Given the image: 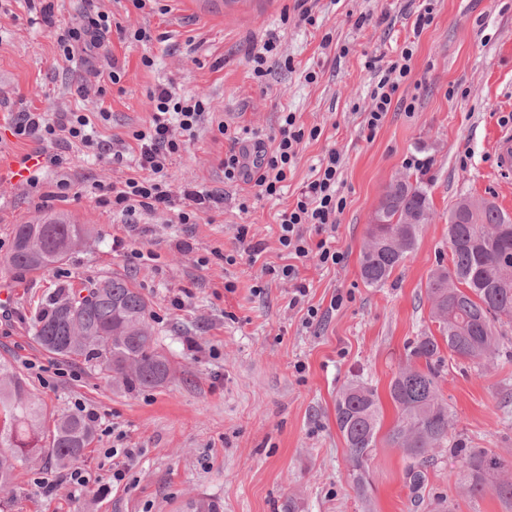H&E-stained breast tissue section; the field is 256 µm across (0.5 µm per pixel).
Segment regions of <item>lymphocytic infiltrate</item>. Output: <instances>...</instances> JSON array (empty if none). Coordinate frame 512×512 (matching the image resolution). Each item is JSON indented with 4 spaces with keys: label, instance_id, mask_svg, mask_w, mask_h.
<instances>
[{
    "label": "lymphocytic infiltrate",
    "instance_id": "lymphocytic-infiltrate-1",
    "mask_svg": "<svg viewBox=\"0 0 512 512\" xmlns=\"http://www.w3.org/2000/svg\"><path fill=\"white\" fill-rule=\"evenodd\" d=\"M110 30L109 17L101 12L69 28L60 40L65 59H73L78 51L92 56L94 50L102 47L104 36ZM412 58V48H403L372 89L371 104L363 125L368 137H375L391 111L401 83L411 72ZM149 99L152 111L148 122L131 133L138 176L127 178L118 185L95 182L91 184L90 192L99 204L128 214L139 209L147 212L174 209L180 223H196L199 214L223 208V192L202 190L191 184L172 190L166 172L174 156L198 136L208 121L209 103L199 97H182L168 84L152 88ZM12 128L15 136L37 143L36 153L48 166L60 162L59 155L48 152L47 147L51 144L74 145L98 158L111 150L110 144L98 139L89 117L80 112H61L52 117L45 112L27 110L17 113ZM220 132L230 144L224 154L225 183L245 181L268 197L279 195L284 187L304 138L316 139L322 134L318 127L304 129L292 112L282 114L278 133L273 138L274 146L270 149L260 140L252 148L242 147L239 132L228 125H221ZM341 169L340 152L329 149L314 168L311 180L300 190L295 203L280 214L279 243L293 258L292 263L277 271L280 280L295 279L293 262L297 259L310 258L322 266L342 262V253L328 237L329 231L335 230L344 208L339 192ZM309 225L320 235L317 242H310L304 233Z\"/></svg>",
    "mask_w": 512,
    "mask_h": 512
}]
</instances>
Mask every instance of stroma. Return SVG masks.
I'll return each instance as SVG.
<instances>
[{
	"label": "stroma",
	"mask_w": 512,
	"mask_h": 512,
	"mask_svg": "<svg viewBox=\"0 0 512 512\" xmlns=\"http://www.w3.org/2000/svg\"><path fill=\"white\" fill-rule=\"evenodd\" d=\"M421 3L318 0L310 26L299 22L294 0H161L149 15L131 0H0L1 156L14 160L36 149L13 135L4 115L83 112L95 117L102 138L124 139L148 121L149 90L170 83L204 97L211 119L170 166L169 182L228 193L223 209L195 224L178 223L171 211L123 215L85 187L125 179L132 169L63 143L51 148L59 165L42 170L37 184L0 179V291L14 293L12 304L0 300V358L26 379L48 418L72 413L78 401L100 415L77 463L88 484L49 494L40 480L57 474L53 462L18 467L11 512H187L201 497L219 512H288L292 497L299 512H428L427 502L439 496L450 512H512L493 493L456 490L459 459L449 450L428 470L425 506L411 508L405 459L383 443L369 465L368 494L360 496L336 426V400L352 381L376 389L382 427L393 426L389 383L417 337L438 332L426 283L438 262L450 260L449 208L473 196L512 214V179L500 178L493 161L498 133L512 127V0H432L434 21L417 34ZM88 10L151 35L142 44L108 34L94 62L104 70L116 65L119 83L97 81L62 59L60 35ZM273 34L281 61L255 78L248 53ZM406 46L413 59L398 91L405 104L366 139L362 126L380 75L365 61L389 63ZM145 55L152 67L142 65ZM310 71L318 74L312 83ZM80 82L83 97L75 92ZM103 110L109 121L97 120ZM284 112L322 130L301 143L286 187L273 198L244 183L225 187L229 143L219 123L268 139ZM331 148L343 157L345 207L335 246L344 260L298 262L297 283L308 292L297 302L295 283L272 275L289 262L278 242L279 215ZM399 177L422 182L434 218L387 284L372 288L360 276V252L380 197ZM62 181L71 184L64 198L57 195ZM45 213L86 225L87 238L52 268L8 267L14 226ZM242 227L245 243L259 245L257 256L241 250ZM136 249L141 257H133ZM232 252L236 263L225 264ZM112 275L130 280L149 304L172 367L162 386L113 387L84 359L53 355L34 338L35 316L56 288ZM311 306L319 313L312 323ZM505 348L488 365L444 358L439 382L453 443L490 448L512 462V326ZM109 448L135 451L117 484L104 455Z\"/></svg>",
	"instance_id": "35a3bbf8"
}]
</instances>
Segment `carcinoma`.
Segmentation results:
<instances>
[{"label": "carcinoma", "mask_w": 512, "mask_h": 512, "mask_svg": "<svg viewBox=\"0 0 512 512\" xmlns=\"http://www.w3.org/2000/svg\"><path fill=\"white\" fill-rule=\"evenodd\" d=\"M458 207L454 204L448 213L451 265L431 270L426 284L430 318L440 337L418 338L410 356L425 361V367L409 363L389 385L397 419L385 439L409 460L406 478L413 507L419 506L427 467L436 450L448 446L453 429L438 385L440 344L452 357L490 363L504 348L503 328L512 324V215L485 199L472 201V208L463 212ZM375 213L382 223L368 228L359 265L366 284L382 287L414 251L433 211L421 183L401 179L385 191ZM412 217L418 223H409ZM86 234L81 224L40 215L35 224L16 226L8 262L17 271L53 266ZM34 334L46 351L82 357L128 391L159 387L170 374V360L154 334L145 297L121 277L57 289L39 310ZM336 425L347 448L348 476L364 497L381 429L377 393L363 383H349L336 401ZM92 436V426L75 413L47 426L44 408L30 395L25 380L12 364L0 360V507L10 502L17 466L44 460L68 466L82 458ZM455 451L460 456L459 491L474 497L489 490L512 501L508 461L488 448Z\"/></svg>", "instance_id": "cac0c4a2"}]
</instances>
